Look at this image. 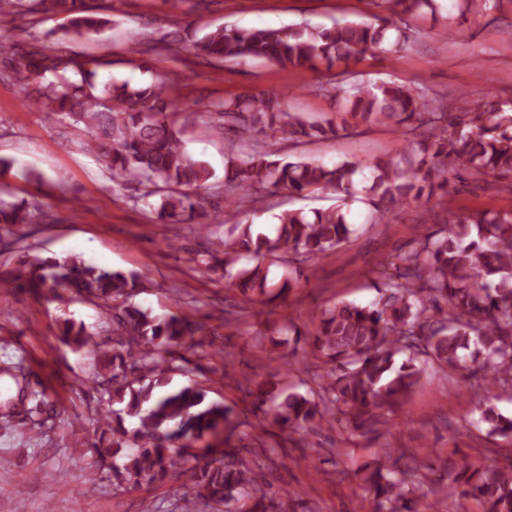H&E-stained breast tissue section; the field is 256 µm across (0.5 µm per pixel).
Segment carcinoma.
Instances as JSON below:
<instances>
[{
  "label": "carcinoma",
  "mask_w": 512,
  "mask_h": 512,
  "mask_svg": "<svg viewBox=\"0 0 512 512\" xmlns=\"http://www.w3.org/2000/svg\"><path fill=\"white\" fill-rule=\"evenodd\" d=\"M396 9L376 22L345 21L329 27L307 23L278 28L218 26L191 44L205 58L226 62L259 60L282 69L330 72L328 85L361 123L379 122L414 138L408 167L379 159L369 185L358 190L357 161L329 166L298 155L276 158L277 150L258 142L298 146L338 134L332 122L309 121L288 111L287 94L260 92L224 100L218 114L247 151L224 162V202L256 213L267 210L266 197L285 189L299 197L324 190L338 204L273 214L274 228L263 232L249 222L224 230V256L201 260L208 270H224L228 288L252 302L271 303L293 288L304 269L293 266L277 283L271 268L288 258L304 263L340 248L355 233L349 223L351 202L364 194L372 223L388 224L394 211L437 191H448L447 171L466 173L474 182L512 191V99L487 93L470 108H457L427 89L383 81L364 84L352 64L367 53H393L413 37L410 19L438 8L437 0H394ZM66 15L62 33L85 39L107 21L89 12L84 0H0V29L18 15L45 9ZM11 74L25 100L58 121L85 127L86 149L100 157L117 181L148 187L141 199L157 218L181 224L203 219L209 232L210 201L197 190L213 178L208 165L192 158L182 136L192 114L181 110L172 86L157 78L132 87H98L93 61L66 48L42 42L17 44L0 36V65ZM44 213L0 199V230L13 224H40ZM424 224H443L405 253L385 258L374 270L377 302L359 306L340 301L325 308L312 328L291 323L279 333L311 336V353L328 368L317 375L319 390L284 394L270 372L246 388L264 408L254 428L277 424L290 433L323 425L346 441L378 433V425L397 414L418 384V357L427 356L464 382L472 393L477 424L487 435L512 439V417L496 411L494 386L512 387V212L447 213L427 210ZM250 264L240 267L238 262ZM0 284L55 298L120 302L112 347L93 343L96 367L85 383L107 407L92 476L109 471L117 484L150 485L182 472L187 449L204 447L203 463L192 468L181 497L185 512H272L265 493H251L256 470L232 445L235 426L224 404L193 381L171 386L170 373L185 357L178 349L202 346L195 340L201 324L187 313L155 317L130 301L143 287L138 274L107 270L78 256L22 261L0 274ZM64 344L79 351L90 344L84 324L60 325ZM365 481L374 493V512H418L419 501L441 512L443 492L431 460L402 464L387 457L370 467ZM451 492L473 498L484 512H512V456L476 463L465 457L451 474Z\"/></svg>",
  "instance_id": "carcinoma-1"
}]
</instances>
